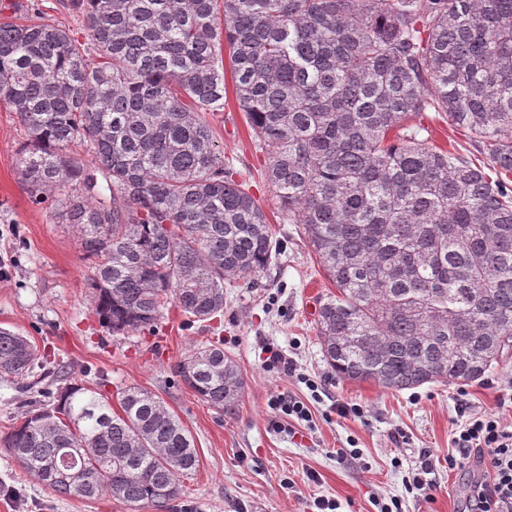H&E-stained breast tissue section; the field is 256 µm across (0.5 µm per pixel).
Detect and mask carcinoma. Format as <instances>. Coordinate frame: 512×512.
Instances as JSON below:
<instances>
[{
    "instance_id": "carcinoma-1",
    "label": "carcinoma",
    "mask_w": 512,
    "mask_h": 512,
    "mask_svg": "<svg viewBox=\"0 0 512 512\" xmlns=\"http://www.w3.org/2000/svg\"><path fill=\"white\" fill-rule=\"evenodd\" d=\"M84 36L0 0V105L26 131L30 200L72 225L114 333L224 312L281 249L206 113L224 111L223 50L270 201L336 288L316 319L336 376L401 391L473 383L512 351V0H70ZM437 112L487 141L476 164L420 137ZM38 360L0 329V375ZM226 414L243 377L219 344L177 364ZM121 412L66 381L0 447L62 497L139 512L181 495L193 437L128 386Z\"/></svg>"
}]
</instances>
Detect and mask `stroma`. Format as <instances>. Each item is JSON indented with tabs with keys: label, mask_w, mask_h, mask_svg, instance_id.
<instances>
[{
	"label": "stroma",
	"mask_w": 512,
	"mask_h": 512,
	"mask_svg": "<svg viewBox=\"0 0 512 512\" xmlns=\"http://www.w3.org/2000/svg\"><path fill=\"white\" fill-rule=\"evenodd\" d=\"M224 159L240 172L263 207L283 251L257 284L224 290V315L188 322L168 306L154 327L113 334L94 313L85 286L89 264L68 227L34 205L20 173L26 140L14 112L0 106V328L28 337L42 357L26 379L0 377V431L30 410L49 406L57 375L117 400L137 385L159 395L187 428L200 465L183 477V494L167 512H308L314 498L338 501V512H377L374 499L398 497L404 512H464L470 483L480 471L469 461L449 469L454 432L471 413L512 420L503 396L512 393V356L481 382L435 383L395 391L372 382L340 379L326 364L316 336L321 302L332 292L302 228L281 223L270 203L266 159L235 101L211 115ZM433 142L475 159L486 144L424 114ZM223 345L245 381L234 414L219 412L185 388L177 365L194 345ZM271 344L292 357L294 375L266 368L260 352ZM305 403L312 419L301 423L273 406L276 398ZM361 406L363 417H339L336 404ZM358 449L359 459L347 458ZM435 460L431 498L413 497L405 479L420 450ZM316 481H309L308 473ZM0 512H129L110 497L62 498L26 477L0 449Z\"/></svg>",
	"instance_id": "35a3bbf8"
}]
</instances>
